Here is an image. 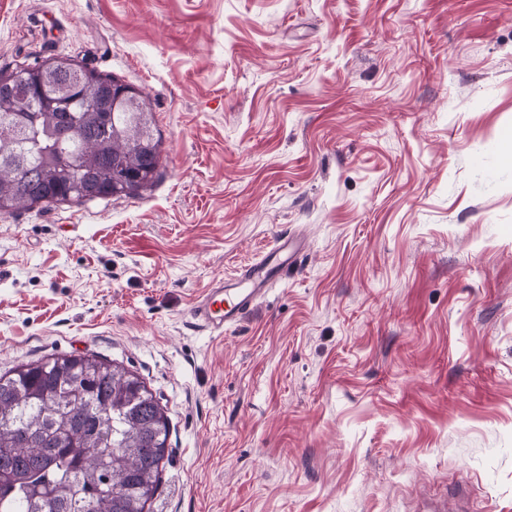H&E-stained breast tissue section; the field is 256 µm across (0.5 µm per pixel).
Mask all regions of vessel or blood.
Masks as SVG:
<instances>
[{
    "instance_id": "1",
    "label": "vessel or blood",
    "mask_w": 512,
    "mask_h": 512,
    "mask_svg": "<svg viewBox=\"0 0 512 512\" xmlns=\"http://www.w3.org/2000/svg\"><path fill=\"white\" fill-rule=\"evenodd\" d=\"M296 253L290 240L282 238L236 281L216 282L199 299L193 316L211 332L220 334L237 325L262 298L267 285L290 265Z\"/></svg>"
}]
</instances>
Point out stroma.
<instances>
[{
  "label": "stroma",
  "instance_id": "obj_1",
  "mask_svg": "<svg viewBox=\"0 0 512 512\" xmlns=\"http://www.w3.org/2000/svg\"><path fill=\"white\" fill-rule=\"evenodd\" d=\"M52 57L142 93L159 175L0 215V373H135L146 512H512V0H0V70ZM297 250L288 238L279 239L235 282L213 284L193 307L194 318L218 335L237 325L262 298L267 285L293 262Z\"/></svg>",
  "mask_w": 512,
  "mask_h": 512
}]
</instances>
